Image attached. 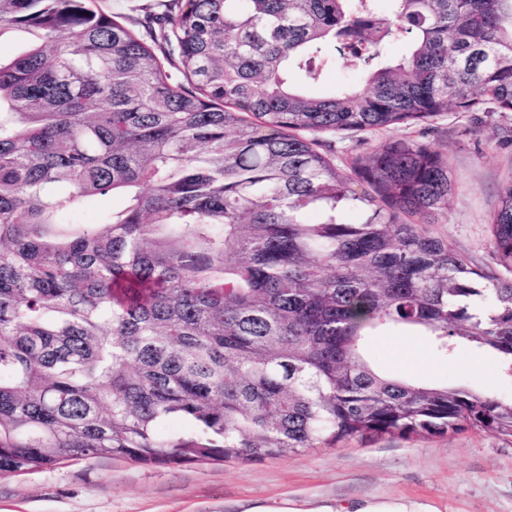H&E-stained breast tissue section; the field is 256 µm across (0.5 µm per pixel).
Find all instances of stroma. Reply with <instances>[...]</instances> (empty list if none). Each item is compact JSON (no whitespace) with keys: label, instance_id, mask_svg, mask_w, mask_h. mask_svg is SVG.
Listing matches in <instances>:
<instances>
[{"label":"stroma","instance_id":"35a3bbf8","mask_svg":"<svg viewBox=\"0 0 512 512\" xmlns=\"http://www.w3.org/2000/svg\"><path fill=\"white\" fill-rule=\"evenodd\" d=\"M425 142L448 159L455 190L436 230L475 263L489 260L488 224L499 185L512 176V113L486 119L450 112L386 132L331 136L337 158L364 154L387 138ZM375 365L428 384L480 386L503 398L512 379L494 357L458 351L444 358L421 336H378ZM408 499L439 512H512V441L476 431L389 437L317 448L263 462L142 465L88 459L0 477V512H237L238 503Z\"/></svg>","mask_w":512,"mask_h":512}]
</instances>
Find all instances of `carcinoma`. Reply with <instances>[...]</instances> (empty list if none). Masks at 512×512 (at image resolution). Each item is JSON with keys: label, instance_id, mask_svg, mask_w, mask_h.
<instances>
[{"label": "carcinoma", "instance_id": "carcinoma-1", "mask_svg": "<svg viewBox=\"0 0 512 512\" xmlns=\"http://www.w3.org/2000/svg\"><path fill=\"white\" fill-rule=\"evenodd\" d=\"M94 2L0 0V36H32L0 57V477L512 438V399L365 349L425 336L512 377V177L490 273L430 231L442 154L339 164L319 139L512 112V0H166L144 36ZM338 60L363 83L308 94ZM110 192L122 209L78 217Z\"/></svg>", "mask_w": 512, "mask_h": 512}]
</instances>
